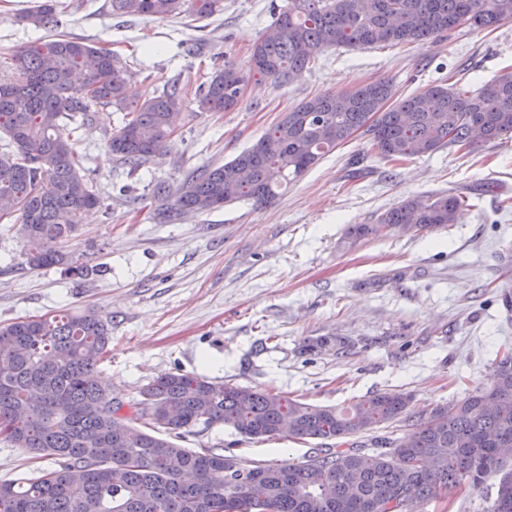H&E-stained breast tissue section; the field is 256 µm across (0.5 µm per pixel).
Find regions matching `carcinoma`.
Returning <instances> with one entry per match:
<instances>
[{"label":"carcinoma","instance_id":"carcinoma-1","mask_svg":"<svg viewBox=\"0 0 512 512\" xmlns=\"http://www.w3.org/2000/svg\"><path fill=\"white\" fill-rule=\"evenodd\" d=\"M61 0L41 3L17 21L53 31ZM224 0H112V13L188 15L206 20ZM491 29L512 21V0H288L266 35L252 46L244 70L233 62L214 72L199 99L211 112L236 108L257 75L290 82L336 47L404 44L433 39L460 22ZM13 75L0 76V220L15 219L39 248L26 263H67L60 244L77 217L102 207L83 178L74 134L97 106L124 112L107 138L112 156L136 171L163 153L182 105L177 89L127 96V79L112 52L63 34L29 42L13 55ZM362 130L389 159L431 154L445 146L475 149L512 138V70L476 89L443 82L401 98L380 78L343 93L312 97L285 113L263 137L217 167L173 186H154V199L175 211H203L206 202L274 199L288 182ZM250 171L245 182L234 169ZM467 197H408L373 224H353V240L381 238L456 222ZM112 321L93 311L29 317L0 325V432L58 467L26 486L0 483V512H409L417 499H439L468 482L478 488L497 473L496 449L512 448V345L499 351L491 383L426 417L408 414L409 397L376 393L346 408L314 406L269 390L189 374H168L125 405L98 379ZM175 406L178 418L167 416ZM334 440L336 447L301 463L248 464L234 456L182 448L179 436L203 424H224L248 438L278 434ZM147 419L150 430L132 421ZM404 421L409 432L365 451L361 438ZM488 512H512V471L503 473Z\"/></svg>","mask_w":512,"mask_h":512}]
</instances>
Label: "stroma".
<instances>
[{"mask_svg":"<svg viewBox=\"0 0 512 512\" xmlns=\"http://www.w3.org/2000/svg\"><path fill=\"white\" fill-rule=\"evenodd\" d=\"M34 0H0V63L46 29L19 24ZM59 32L110 49L131 91L178 88L183 106L163 155L129 172L105 142L122 114L95 112L76 144L102 198L80 217L64 252L87 266L30 268L17 225L0 223V324L62 311L95 310L112 320L98 366L112 395L133 403L164 374L183 373L342 408L385 390L410 397V412L489 384L500 344L512 341V139L467 152L444 147L395 164L356 133L270 203L240 201L181 213L162 224L155 183L231 161L302 100L349 91L379 78L405 96L452 78L476 87L512 68V22L456 28L426 42L339 47L301 78H256L238 107L206 112L198 86L252 45L287 0H224L196 25L177 15L114 14L111 0H68ZM453 192L470 205L456 223L413 234L348 240L349 225L408 197ZM196 452L231 450L244 461L299 463L321 443L288 434L248 439L224 425H197L178 441ZM0 436V483L55 469ZM496 479L461 483L410 512H487Z\"/></svg>","mask_w":512,"mask_h":512,"instance_id":"obj_1","label":"stroma"}]
</instances>
